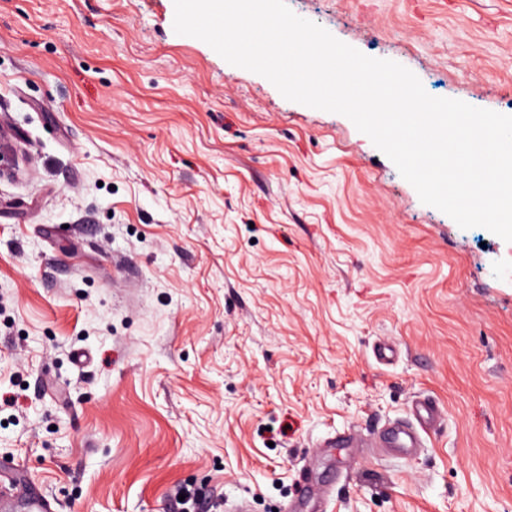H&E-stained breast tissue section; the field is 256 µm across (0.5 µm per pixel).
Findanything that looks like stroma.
I'll list each match as a JSON object with an SVG mask.
<instances>
[{
  "instance_id": "obj_1",
  "label": "stroma",
  "mask_w": 512,
  "mask_h": 512,
  "mask_svg": "<svg viewBox=\"0 0 512 512\" xmlns=\"http://www.w3.org/2000/svg\"><path fill=\"white\" fill-rule=\"evenodd\" d=\"M512 116V0H287ZM174 0H0V464L56 512H512V242ZM394 342L386 363L375 347ZM445 419L397 459L324 442Z\"/></svg>"
}]
</instances>
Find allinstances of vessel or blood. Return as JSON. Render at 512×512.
<instances>
[{"label":"vessel or blood","mask_w":512,"mask_h":512,"mask_svg":"<svg viewBox=\"0 0 512 512\" xmlns=\"http://www.w3.org/2000/svg\"><path fill=\"white\" fill-rule=\"evenodd\" d=\"M442 415L443 412L436 402L419 400L411 407L410 421L391 423L382 431L373 434L353 431L343 436L340 443L348 448H387L392 455L407 458L413 449L421 447L423 431L439 422Z\"/></svg>","instance_id":"1"}]
</instances>
